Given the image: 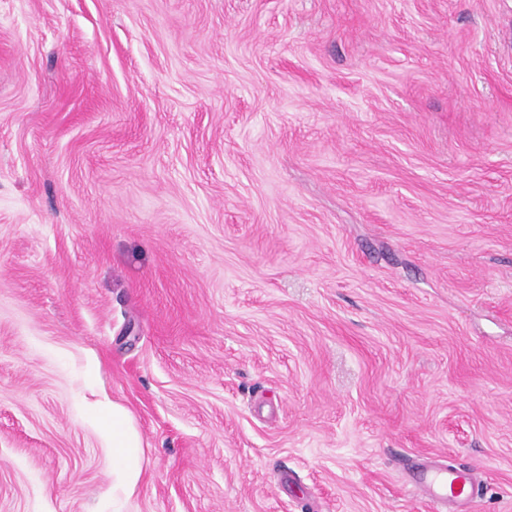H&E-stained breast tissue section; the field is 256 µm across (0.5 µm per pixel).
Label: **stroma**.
Wrapping results in <instances>:
<instances>
[{
    "mask_svg": "<svg viewBox=\"0 0 512 512\" xmlns=\"http://www.w3.org/2000/svg\"><path fill=\"white\" fill-rule=\"evenodd\" d=\"M426 461L512 512V0H0V512H436ZM104 434L112 440V499L114 492L128 497L135 491L141 476L142 447L124 408L112 405V416L104 427Z\"/></svg>",
    "mask_w": 512,
    "mask_h": 512,
    "instance_id": "stroma-1",
    "label": "stroma"
}]
</instances>
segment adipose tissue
<instances>
[{
    "instance_id": "obj_1",
    "label": "adipose tissue",
    "mask_w": 512,
    "mask_h": 512,
    "mask_svg": "<svg viewBox=\"0 0 512 512\" xmlns=\"http://www.w3.org/2000/svg\"><path fill=\"white\" fill-rule=\"evenodd\" d=\"M104 433L112 442V489L130 495L135 491L141 476V443L124 408L113 406Z\"/></svg>"
}]
</instances>
